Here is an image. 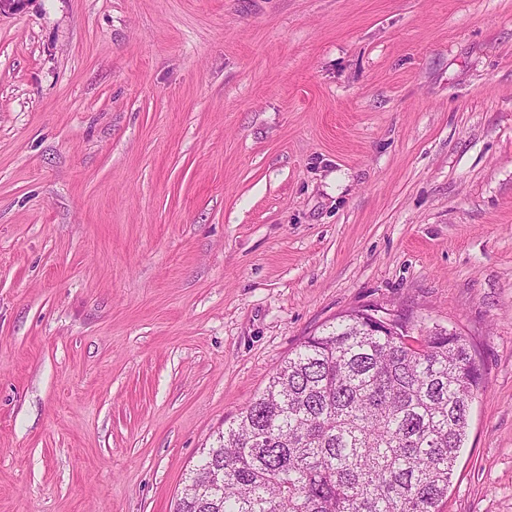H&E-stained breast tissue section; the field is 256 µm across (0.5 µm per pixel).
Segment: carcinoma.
<instances>
[{
	"instance_id": "obj_1",
	"label": "carcinoma",
	"mask_w": 512,
	"mask_h": 512,
	"mask_svg": "<svg viewBox=\"0 0 512 512\" xmlns=\"http://www.w3.org/2000/svg\"><path fill=\"white\" fill-rule=\"evenodd\" d=\"M363 310L306 338L190 470L174 512H441L472 401L471 345Z\"/></svg>"
}]
</instances>
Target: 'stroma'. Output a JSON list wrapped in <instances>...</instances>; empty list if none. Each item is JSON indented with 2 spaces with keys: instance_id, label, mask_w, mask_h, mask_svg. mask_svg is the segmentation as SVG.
<instances>
[{
  "instance_id": "1",
  "label": "stroma",
  "mask_w": 512,
  "mask_h": 512,
  "mask_svg": "<svg viewBox=\"0 0 512 512\" xmlns=\"http://www.w3.org/2000/svg\"><path fill=\"white\" fill-rule=\"evenodd\" d=\"M465 336L442 512H512V0L0 14V512H173L308 336Z\"/></svg>"
}]
</instances>
